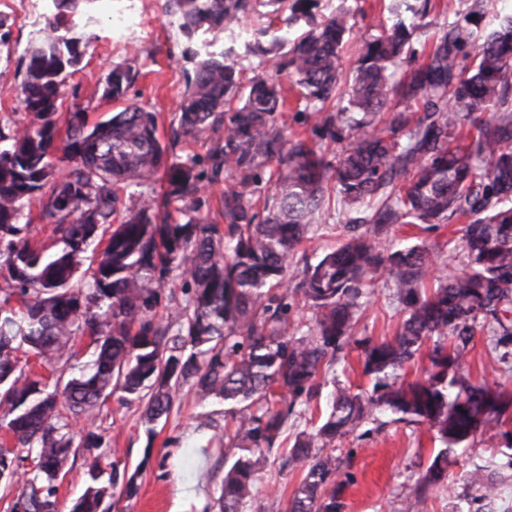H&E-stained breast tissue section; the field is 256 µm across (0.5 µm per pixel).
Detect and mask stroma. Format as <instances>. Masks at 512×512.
Returning <instances> with one entry per match:
<instances>
[{
  "mask_svg": "<svg viewBox=\"0 0 512 512\" xmlns=\"http://www.w3.org/2000/svg\"><path fill=\"white\" fill-rule=\"evenodd\" d=\"M398 2L360 0L354 33L341 47L344 68H351L364 40L379 33ZM134 7L142 21L120 38L112 35L105 18H98L93 47L80 71L66 82L63 107L85 109L92 122L110 117L122 105L103 98L104 78L113 65L129 67L135 79L127 97L157 113L160 139L165 142L179 126L178 104L189 62L165 12V0H135ZM0 16L6 17L9 30V52L0 53V119L23 125L29 116L20 102L17 68L30 41L44 26L45 16L35 0H0ZM461 227L458 221L430 224L423 229L397 224L391 228L387 242L426 246L435 275L445 277L462 272L466 264L458 242ZM350 233L335 200H327L319 223L309 227L306 251L297 254L295 267L316 262ZM403 319L395 288L382 280L375 295L363 304L354 334L388 339ZM494 342L491 330L478 332L460 372L471 383H495L512 392V353L504 354ZM323 379L329 385L337 382L365 390L371 386L362 373L361 351L353 344L340 352L336 365L324 369ZM105 408L108 416L103 425L111 447L118 450L120 464L141 470L138 495L120 498L112 512H218L224 448L216 436L223 433L225 420L217 412V403L202 404L190 386L178 388L164 429L152 439L141 424V406L120 404L114 395L107 399ZM322 417L316 407H295L243 512H278L280 499L290 496L302 479L301 470L286 466L285 455L295 435L313 429ZM439 445L435 431L425 425L362 423L339 443L341 452L350 455L342 466L351 475L343 493L344 512H409L420 473ZM504 448V439L489 433L470 438L466 452L449 463L444 484L428 492L422 512H457L461 499L477 495L465 484V472L499 456Z\"/></svg>",
  "mask_w": 512,
  "mask_h": 512,
  "instance_id": "35a3bbf8",
  "label": "stroma"
}]
</instances>
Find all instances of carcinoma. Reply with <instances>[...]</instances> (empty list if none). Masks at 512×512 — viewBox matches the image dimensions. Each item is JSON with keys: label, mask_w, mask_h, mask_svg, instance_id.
I'll return each mask as SVG.
<instances>
[{"label": "carcinoma", "mask_w": 512, "mask_h": 512, "mask_svg": "<svg viewBox=\"0 0 512 512\" xmlns=\"http://www.w3.org/2000/svg\"><path fill=\"white\" fill-rule=\"evenodd\" d=\"M291 2L281 26L254 28L248 51L273 61L245 87L234 47L190 49L180 102L183 136L218 135L205 160L183 159L177 141L160 142L157 113L136 103L89 123L77 108L59 112L66 79L80 70L93 36L71 16L94 20L92 0H54L52 18L25 57L20 102L31 116L0 125V484L25 475L12 512H57L67 462L82 456L90 484L72 512H110L109 500L139 490L141 466L112 463L100 482L106 429L102 407L146 401L148 440L168 417L173 388L188 384L201 400L224 404L236 421L224 435L219 512H240L252 496L267 453L297 402L322 394L320 373L353 339L360 299L381 278L396 288L405 319L390 339H353L372 392L334 385L314 430L296 434L288 465L303 471L280 512H343L340 460L325 452L362 422L389 412L397 422L427 424L438 449L420 477L418 497L444 483L448 453L478 432L494 431L512 451L507 413L512 395L458 376L476 334L493 328L496 345L512 348V0L488 32L472 10L450 23L429 51L413 47L427 3L404 9L365 41L351 69L346 104L334 101L343 76L339 47L355 10L317 16L320 0ZM188 44L243 23L252 0H168ZM308 30L290 41V29ZM295 76L298 103L311 113L316 140L341 144L332 158L309 140L288 139L277 126L287 111L281 74ZM134 80L121 65L105 77L103 97L126 100ZM66 138L59 139L60 124ZM62 151V171L51 158ZM276 164L272 193L261 197V169ZM163 195H147L118 225L120 185L156 176ZM232 180L224 191L223 225L192 217L168 222L171 199L198 211L205 183ZM353 211L347 223L373 233L352 235L317 263H305L297 288L314 325L286 336V285L296 247L322 211L328 192ZM39 201L51 242L37 241L22 209ZM458 217L462 273L429 292L428 251L386 246L392 224H449ZM88 263L82 276L79 267ZM183 300L162 304L174 271ZM164 307L167 315L158 314ZM424 376L398 382L397 371L427 342ZM86 420L82 437L74 421ZM36 449L22 469L23 449ZM495 463L467 472L484 499L495 494Z\"/></svg>", "instance_id": "cac0c4a2"}]
</instances>
